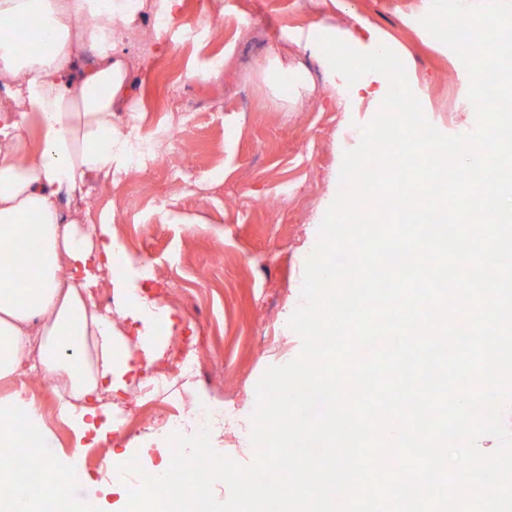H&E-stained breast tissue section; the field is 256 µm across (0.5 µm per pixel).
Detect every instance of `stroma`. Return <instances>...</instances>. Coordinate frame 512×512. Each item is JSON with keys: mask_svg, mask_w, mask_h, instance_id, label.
Segmentation results:
<instances>
[{"mask_svg": "<svg viewBox=\"0 0 512 512\" xmlns=\"http://www.w3.org/2000/svg\"><path fill=\"white\" fill-rule=\"evenodd\" d=\"M419 0H210L222 23L197 34L181 25L150 44L130 45L142 137L160 135L173 107L195 113L183 134L191 167L179 160L119 175L109 193L89 201L83 225L110 222L127 254L155 270L144 294L168 310L161 348L196 343L204 375L166 384L130 413L129 438L98 439L103 452L120 442L138 459L164 460L169 441L152 414L172 398L224 406V434L212 446L243 466L251 442L256 385L272 366L301 352L289 326L301 305L306 260L324 215L339 191L346 150L379 112L389 83L372 76L378 96L342 95L316 38L330 35L353 49H392L432 125L446 135L471 133L475 114L468 72L457 54L419 19ZM299 72L306 90L271 82L270 56ZM169 199L159 208L156 197ZM27 395L49 419L45 454L69 464L73 500L103 498L109 481L97 456L75 459V437L56 397L27 382Z\"/></svg>", "mask_w": 512, "mask_h": 512, "instance_id": "35a3bbf8", "label": "stroma"}]
</instances>
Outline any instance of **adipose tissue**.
Listing matches in <instances>:
<instances>
[{"label":"adipose tissue","instance_id":"1","mask_svg":"<svg viewBox=\"0 0 512 512\" xmlns=\"http://www.w3.org/2000/svg\"><path fill=\"white\" fill-rule=\"evenodd\" d=\"M182 0H0V81L12 83V108L0 109V447H48L52 430L26 396V381H49L76 440L112 430L111 399L126 397L135 369L132 347L157 353L158 314L133 280L112 281L122 318L136 338L100 312L91 290L123 248L111 224L85 230L79 213L62 219L59 198L80 201L93 184L111 183L131 166L132 138L118 128L130 108L128 39L145 11L178 19ZM44 33L39 47L19 49L27 24ZM96 52L82 65L85 48ZM41 255L24 288L14 286L13 257L28 238ZM25 429H18L17 420ZM54 492L34 490L25 474L0 478V512H44L67 495L66 468L53 466Z\"/></svg>","mask_w":512,"mask_h":512}]
</instances>
